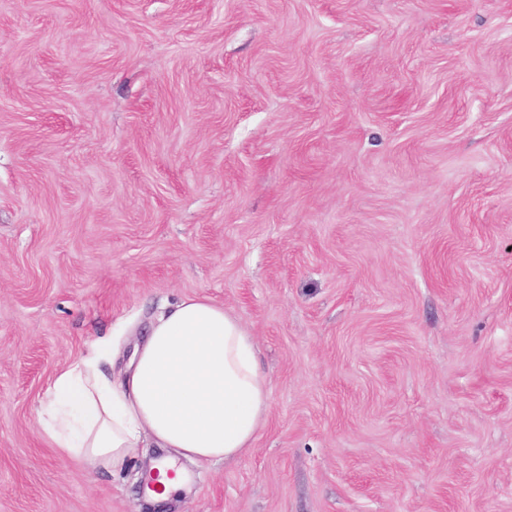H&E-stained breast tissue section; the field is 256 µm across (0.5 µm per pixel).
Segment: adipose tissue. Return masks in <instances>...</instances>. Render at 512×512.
<instances>
[{
	"instance_id": "ef3b65f1",
	"label": "adipose tissue",
	"mask_w": 512,
	"mask_h": 512,
	"mask_svg": "<svg viewBox=\"0 0 512 512\" xmlns=\"http://www.w3.org/2000/svg\"><path fill=\"white\" fill-rule=\"evenodd\" d=\"M113 348L100 341L53 378L41 424L63 455L106 470L149 446L190 461L234 460L252 447L268 409L266 375L222 306L185 298L154 316L117 378Z\"/></svg>"
}]
</instances>
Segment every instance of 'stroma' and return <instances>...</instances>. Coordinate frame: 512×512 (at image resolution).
<instances>
[{"label":"stroma","mask_w":512,"mask_h":512,"mask_svg":"<svg viewBox=\"0 0 512 512\" xmlns=\"http://www.w3.org/2000/svg\"><path fill=\"white\" fill-rule=\"evenodd\" d=\"M186 297L270 398L176 512H512V0H0V512H143L40 401Z\"/></svg>","instance_id":"1"}]
</instances>
